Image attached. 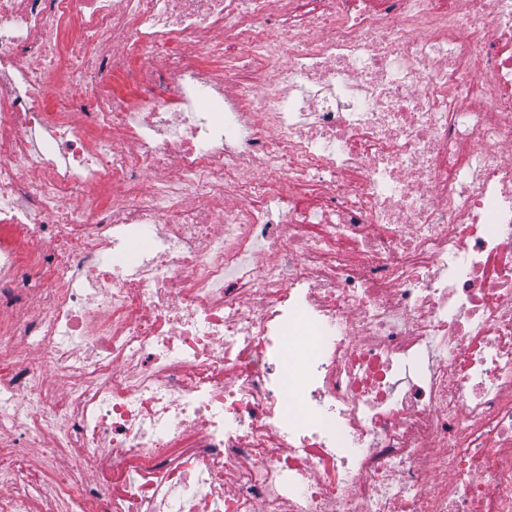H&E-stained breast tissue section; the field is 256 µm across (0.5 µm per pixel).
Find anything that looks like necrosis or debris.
I'll use <instances>...</instances> for the list:
<instances>
[{"mask_svg": "<svg viewBox=\"0 0 512 512\" xmlns=\"http://www.w3.org/2000/svg\"><path fill=\"white\" fill-rule=\"evenodd\" d=\"M271 2L0 0V512H512V0Z\"/></svg>", "mask_w": 512, "mask_h": 512, "instance_id": "1", "label": "necrosis or debris"}]
</instances>
